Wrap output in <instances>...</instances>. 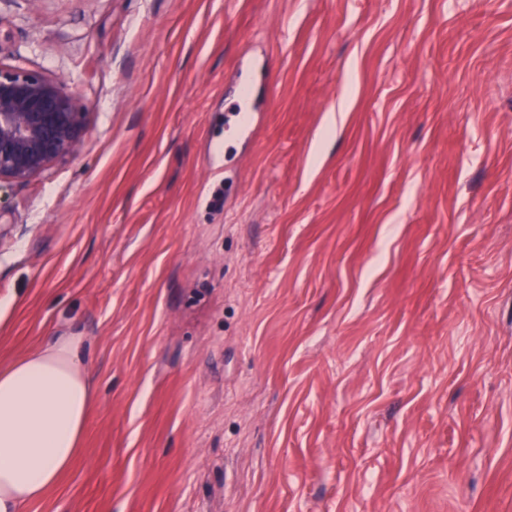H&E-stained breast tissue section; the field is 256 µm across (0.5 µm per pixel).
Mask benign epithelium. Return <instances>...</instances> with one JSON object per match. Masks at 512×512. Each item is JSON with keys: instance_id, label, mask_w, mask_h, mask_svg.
I'll use <instances>...</instances> for the list:
<instances>
[{"instance_id": "7a95c632", "label": "benign epithelium", "mask_w": 512, "mask_h": 512, "mask_svg": "<svg viewBox=\"0 0 512 512\" xmlns=\"http://www.w3.org/2000/svg\"><path fill=\"white\" fill-rule=\"evenodd\" d=\"M87 107L68 86L29 70L0 67V182L24 183L79 155Z\"/></svg>"}]
</instances>
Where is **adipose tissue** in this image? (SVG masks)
<instances>
[{
	"label": "adipose tissue",
	"mask_w": 512,
	"mask_h": 512,
	"mask_svg": "<svg viewBox=\"0 0 512 512\" xmlns=\"http://www.w3.org/2000/svg\"><path fill=\"white\" fill-rule=\"evenodd\" d=\"M97 401L83 337H51L0 365V512H25L60 483Z\"/></svg>",
	"instance_id": "ef3b65f1"
}]
</instances>
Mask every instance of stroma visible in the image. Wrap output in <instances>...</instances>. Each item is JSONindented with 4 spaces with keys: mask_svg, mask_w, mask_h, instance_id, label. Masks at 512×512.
Instances as JSON below:
<instances>
[{
    "mask_svg": "<svg viewBox=\"0 0 512 512\" xmlns=\"http://www.w3.org/2000/svg\"><path fill=\"white\" fill-rule=\"evenodd\" d=\"M19 56L89 116L0 183V363L98 387L27 512H512V0H0Z\"/></svg>",
    "mask_w": 512,
    "mask_h": 512,
    "instance_id": "stroma-1",
    "label": "stroma"
}]
</instances>
